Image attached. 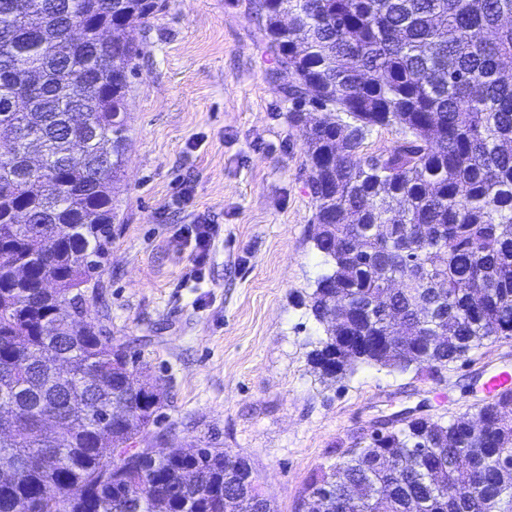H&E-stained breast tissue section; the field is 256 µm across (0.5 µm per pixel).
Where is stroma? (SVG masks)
<instances>
[{"label": "stroma", "instance_id": "stroma-1", "mask_svg": "<svg viewBox=\"0 0 512 512\" xmlns=\"http://www.w3.org/2000/svg\"><path fill=\"white\" fill-rule=\"evenodd\" d=\"M127 95L129 145L112 242L88 318L164 399L157 450L245 457L276 512H304L310 478L405 411L475 417L512 339L437 377L362 363L315 371L325 337L309 296L326 267L309 238V162L266 35L262 0H159ZM213 228L195 263V231Z\"/></svg>", "mask_w": 512, "mask_h": 512}]
</instances>
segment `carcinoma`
I'll use <instances>...</instances> for the list:
<instances>
[{"label":"carcinoma","mask_w":512,"mask_h":512,"mask_svg":"<svg viewBox=\"0 0 512 512\" xmlns=\"http://www.w3.org/2000/svg\"><path fill=\"white\" fill-rule=\"evenodd\" d=\"M302 127L324 258L309 362L438 373L512 338V0H264ZM157 0H0V512H252L247 459L154 450L163 398L84 317L112 241L140 55ZM326 112L311 118L306 106ZM405 138L360 159L366 132ZM27 207L26 224L14 221ZM406 278L392 292L382 275ZM446 424L406 416L309 485L306 512H512V393Z\"/></svg>","instance_id":"carcinoma-1"}]
</instances>
